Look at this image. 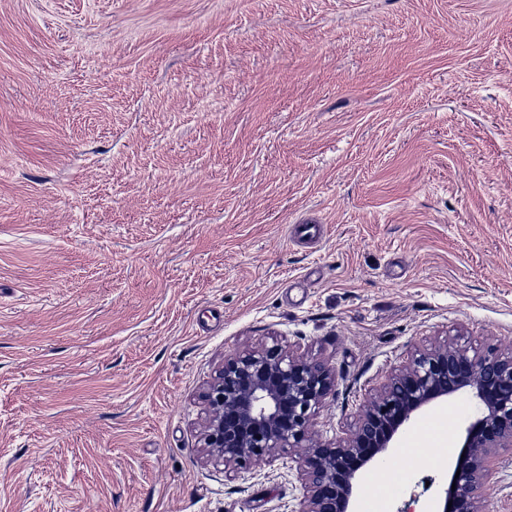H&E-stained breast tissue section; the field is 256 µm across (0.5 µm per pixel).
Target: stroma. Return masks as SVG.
<instances>
[{
  "instance_id": "35a3bbf8",
  "label": "stroma",
  "mask_w": 512,
  "mask_h": 512,
  "mask_svg": "<svg viewBox=\"0 0 512 512\" xmlns=\"http://www.w3.org/2000/svg\"><path fill=\"white\" fill-rule=\"evenodd\" d=\"M459 330L512 350V0H0V512H297L200 448L225 355L330 364L333 442Z\"/></svg>"
}]
</instances>
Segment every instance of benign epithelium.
<instances>
[{
  "label": "benign epithelium",
  "instance_id": "benign-epithelium-1",
  "mask_svg": "<svg viewBox=\"0 0 512 512\" xmlns=\"http://www.w3.org/2000/svg\"><path fill=\"white\" fill-rule=\"evenodd\" d=\"M458 333L416 350L369 394L347 436L326 444L314 417L335 390L325 362L273 338L224 356L206 388L201 448L229 470L278 451L294 455L305 495L297 512H356L362 474L423 411L461 394L482 406L464 429L462 456L437 512H488L482 487L491 455L512 449V352L462 345Z\"/></svg>",
  "mask_w": 512,
  "mask_h": 512
}]
</instances>
